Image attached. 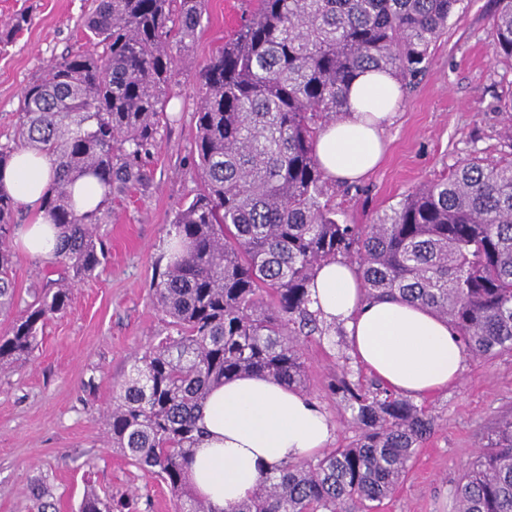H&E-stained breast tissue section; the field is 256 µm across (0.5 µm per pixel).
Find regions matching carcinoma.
I'll return each mask as SVG.
<instances>
[{
	"label": "carcinoma",
	"mask_w": 512,
	"mask_h": 512,
	"mask_svg": "<svg viewBox=\"0 0 512 512\" xmlns=\"http://www.w3.org/2000/svg\"><path fill=\"white\" fill-rule=\"evenodd\" d=\"M462 0H256L198 70L194 150L200 186L169 225L165 270L153 281L172 333L149 346L105 415L127 462L165 484L177 512H377L435 430L427 407L376 379L341 380L356 438L343 448L286 461L252 495L216 510L190 478L210 391L260 375L309 392L301 347L343 335L313 309L318 268L355 265L369 299L429 309L463 351L512 352V152L472 157L426 181L371 224H342L315 154L322 128L342 117L347 92L370 70L395 80L422 72L430 47ZM493 59L512 60V0H497ZM206 0H95L86 44L51 63L21 92L0 169L21 149L56 164L43 209L61 228L52 260L71 271L31 293L0 334V368L30 359L47 320L72 288L107 260L99 227L112 190L144 186L176 58L188 50ZM102 51H97V48ZM104 189L103 208L81 214L71 187ZM21 203L0 192V313L18 305L9 247ZM455 512H512V412L502 415L454 488ZM78 512H136L90 487Z\"/></svg>",
	"instance_id": "carcinoma-1"
}]
</instances>
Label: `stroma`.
Returning <instances> with one entry per match:
<instances>
[{"instance_id":"1","label":"stroma","mask_w":512,"mask_h":512,"mask_svg":"<svg viewBox=\"0 0 512 512\" xmlns=\"http://www.w3.org/2000/svg\"><path fill=\"white\" fill-rule=\"evenodd\" d=\"M92 8L93 0H0V31L22 26L0 44V143L15 134L22 88L82 44ZM242 8V0H209L188 64L171 74L157 144L147 159L150 180L112 196V221L100 229L107 261L77 283L67 312L48 322L30 360L0 370V512H42L32 491L42 478L54 512H75L90 484L117 500L136 497L139 512H173L168 489L113 451L103 414L135 357L169 331L150 286L168 261L167 226L198 186L194 67L233 33ZM496 9V0H465L432 44L425 72L404 90L383 133L387 148L379 167L356 183L329 182L340 223H372L420 183L448 174L464 159L494 162L512 151L504 134L512 117L502 109L512 97V62L492 57ZM63 273L60 265L14 252L20 298ZM340 342L337 335L315 336L303 349L310 396L334 426V448L355 438L331 387L345 364ZM345 365L351 373L362 371L357 361ZM90 379L96 382L92 391L84 387ZM420 402L438 426L379 512H453L452 492L464 464L482 448L499 415L512 410V354L464 357L458 382Z\"/></svg>"}]
</instances>
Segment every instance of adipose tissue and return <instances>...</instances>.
Returning <instances> with one entry per match:
<instances>
[{"instance_id":"obj_1","label":"adipose tissue","mask_w":512,"mask_h":512,"mask_svg":"<svg viewBox=\"0 0 512 512\" xmlns=\"http://www.w3.org/2000/svg\"><path fill=\"white\" fill-rule=\"evenodd\" d=\"M348 101L342 118L318 135L315 152L327 177L354 182L383 157L382 133L400 107L399 86L367 71L352 82ZM53 169L51 158L32 149L19 151L0 169V190L32 214L17 228L15 242L41 259L51 258L57 244L58 231L42 209ZM312 298L326 320L342 324L357 361L392 390L419 397L458 380L462 350L448 324L409 302L366 300L349 264L322 266ZM201 423L207 436L196 452L192 482L219 510L249 497L281 462L318 454L334 430L316 401L263 376L213 388Z\"/></svg>"}]
</instances>
